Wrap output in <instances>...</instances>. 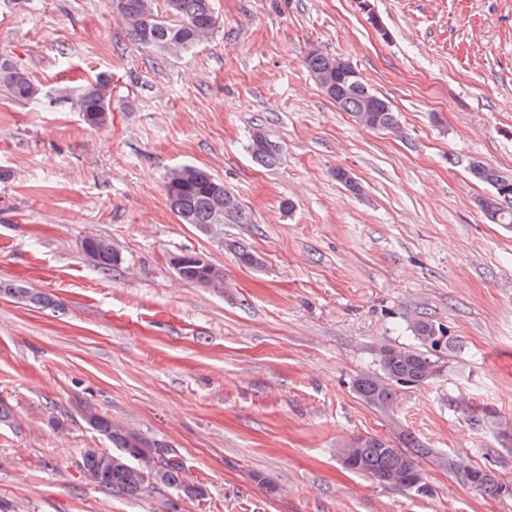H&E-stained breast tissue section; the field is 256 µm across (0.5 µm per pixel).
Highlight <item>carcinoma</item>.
Here are the masks:
<instances>
[{
    "label": "carcinoma",
    "instance_id": "1",
    "mask_svg": "<svg viewBox=\"0 0 512 512\" xmlns=\"http://www.w3.org/2000/svg\"><path fill=\"white\" fill-rule=\"evenodd\" d=\"M131 40L142 48H156L168 55H179L208 41L213 35L218 17L214 0H163L164 9H158L154 0H116ZM331 55L311 49L305 56V65L315 81L326 77L330 89L323 93L336 102V106L355 118L369 99L374 100L380 111L365 112L366 127L383 131L398 124L396 112L382 97L374 93L363 80L348 82L336 77L329 69ZM341 93H336V85ZM108 79L99 76L88 84L76 98L66 89L60 97L73 101L90 127L105 126L111 116V99L108 95ZM0 88L19 100L30 102L39 97L41 89L34 84L25 70L9 58L0 55ZM248 149L253 159L264 167L276 166L281 158L280 146L260 126L251 134ZM472 177L491 187L490 195L479 200V207L486 219L494 224L512 223V177L499 173L481 160L471 163ZM164 189L172 209L181 222L193 224L201 231L210 233L216 225L250 224L252 214L232 194L224 190V183L205 169L183 166L170 170L164 181ZM83 253L92 264L110 271L118 266L121 257L108 239L87 236L81 242ZM239 262L260 268L259 254L243 244L234 246ZM197 252L178 253L180 274L184 281L199 285L206 269L199 266ZM0 298H16L32 304L49 305V298L33 294L22 284L12 280H0ZM410 331L420 348H395L384 345L378 350L379 372L358 377L353 388L361 401L370 407L389 413L393 410L399 389L430 382L441 373V365L434 359L437 353H446L454 347V338L448 329L427 318L415 320ZM86 420L111 444V449L86 448L82 453V471L101 493L107 496L136 498L151 494L157 489L179 490L184 496L198 498L204 490L189 485L184 477V466L176 452L136 430L112 423L95 411L88 412ZM469 421L498 431L503 440L512 438L508 423L498 412L488 407H470ZM429 448L416 433L401 428L391 440L364 437V446H354L344 467L359 473L377 484H386L413 495H425L428 484L420 482L421 467L416 461L429 457ZM448 470L479 494L497 499L504 496L499 484L484 475V468L476 464L459 465L456 459H448Z\"/></svg>",
    "mask_w": 512,
    "mask_h": 512
}]
</instances>
